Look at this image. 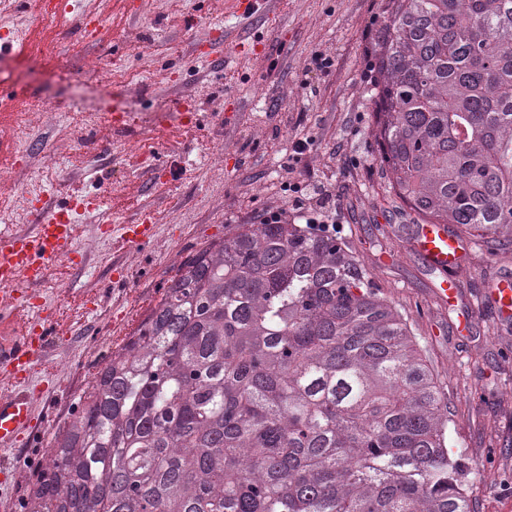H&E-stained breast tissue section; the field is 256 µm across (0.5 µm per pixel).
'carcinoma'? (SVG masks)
Here are the masks:
<instances>
[{"mask_svg":"<svg viewBox=\"0 0 512 512\" xmlns=\"http://www.w3.org/2000/svg\"><path fill=\"white\" fill-rule=\"evenodd\" d=\"M375 141L422 219L512 255V0H393ZM448 402L363 261L316 224L187 259L94 377L23 512H474Z\"/></svg>","mask_w":512,"mask_h":512,"instance_id":"obj_1","label":"carcinoma"}]
</instances>
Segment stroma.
I'll return each mask as SVG.
<instances>
[{
    "label": "stroma",
    "mask_w": 512,
    "mask_h": 512,
    "mask_svg": "<svg viewBox=\"0 0 512 512\" xmlns=\"http://www.w3.org/2000/svg\"><path fill=\"white\" fill-rule=\"evenodd\" d=\"M391 5L274 0L270 13L246 17L231 0H185L175 24L171 0H71L46 21L42 0H0V30L14 35L0 45V196L13 202L0 218L28 224L36 199L100 202L76 217L83 265L54 263L40 287L55 318L39 374L57 378L65 397L35 405L47 421L13 456L16 501L183 261L268 210L301 223L287 206L290 187L314 182L332 194L337 233L404 316L448 396L475 512H512V454L483 434L488 426L512 438V319L474 285L512 272V258L468 251L457 300L446 306L439 274L408 245L418 217L388 188L368 76ZM95 15L102 28L82 37L80 17ZM318 53L334 57L329 75L314 70ZM116 112L130 117L127 132L114 131ZM306 138L309 150L293 156L294 141ZM146 209L157 219L153 243L133 249L101 238L100 225L137 221Z\"/></svg>",
    "instance_id": "35a3bbf8"
}]
</instances>
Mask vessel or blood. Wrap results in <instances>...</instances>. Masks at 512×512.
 <instances>
[{
    "instance_id": "b4317fda",
    "label": "vessel or blood",
    "mask_w": 512,
    "mask_h": 512,
    "mask_svg": "<svg viewBox=\"0 0 512 512\" xmlns=\"http://www.w3.org/2000/svg\"><path fill=\"white\" fill-rule=\"evenodd\" d=\"M67 205L35 208L32 224L22 229H0V293H9L11 304L0 307V319L14 309L28 311V325L22 336L10 344H0V382L10 386L9 394L0 397V451H13L25 445L41 428L33 417V405L44 390L35 379L40 362L47 353V337L54 311L32 303L35 289L50 268L59 260L70 258L76 247L73 227L62 221ZM110 233L119 234L133 248L151 242L156 234L151 212H144L138 223L113 224ZM409 246L424 266L441 273L438 288L444 303H454L462 274L465 243L449 232L446 225L421 221L408 235ZM496 308L512 316V277L500 276L488 290Z\"/></svg>"
}]
</instances>
